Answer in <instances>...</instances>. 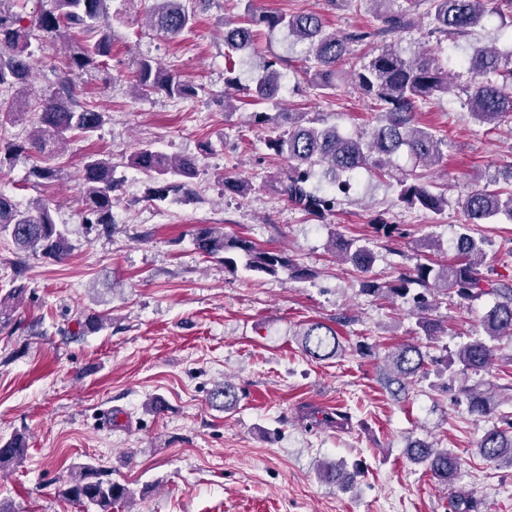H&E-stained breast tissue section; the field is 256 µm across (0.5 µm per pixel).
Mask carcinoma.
I'll return each instance as SVG.
<instances>
[{
    "instance_id": "obj_1",
    "label": "carcinoma",
    "mask_w": 512,
    "mask_h": 512,
    "mask_svg": "<svg viewBox=\"0 0 512 512\" xmlns=\"http://www.w3.org/2000/svg\"><path fill=\"white\" fill-rule=\"evenodd\" d=\"M18 0H0V88L12 95L0 100V129L26 119L31 109L28 87L32 79L34 51L31 28L43 37L67 45L68 55L57 81L47 88L39 102L37 120L30 142H17L0 135V166L4 159L28 152L33 147L45 158L57 153L59 146L80 137L87 138L104 122L105 113L79 99L71 74L78 72L89 78L99 75L105 59L112 54V23L107 0H49L50 7L32 16L16 10ZM187 0H153L148 13L151 26L169 38H177L193 25L195 10ZM376 5L379 25L357 29L345 36L326 30L322 15L316 12L285 10L255 15L247 11L236 25L224 32L225 62L228 63L225 84L236 85L234 55L253 48L257 27L283 31L291 45H306L303 73L317 90L336 88L342 67L350 65L349 75L360 91L374 101L375 126L370 139L345 136L334 126H316V121L303 112H253L251 124L258 127L288 129L266 140L269 150L284 160V167L274 180V190L291 201L308 217L324 219L336 209V192L350 189L344 175L357 172L390 174L393 157L406 151L415 164L428 168L442 158L444 141L433 129L419 122L422 106L438 94L448 92V70L434 54L404 56L391 39L411 28L406 9H392L396 0H371ZM426 18L433 30L446 39L456 41L469 36L490 14L512 17V0H423ZM375 44V49L357 61H349L351 46ZM286 63L281 56L263 61L257 69L252 88L256 100L273 99L282 92L283 76L277 66ZM469 81L465 86L466 105L475 119L495 123L512 119V51L502 52L495 45H475L467 58ZM135 88L142 96L162 91L177 99L193 97L197 87L163 69L158 62L143 57L135 62ZM128 165L152 182L147 201L163 202L171 196L188 200L194 196L193 179L196 161L175 159L149 146L128 158ZM333 186L321 190L314 186L316 168ZM116 166L100 154L86 157L82 169V219L87 224L106 226L112 223V210L119 201L121 180L115 177ZM398 202L408 208L439 213L448 205V188L412 171L396 179ZM251 190L249 182L235 176H224V191L243 195ZM469 224L493 221L512 223V187L468 191L461 201ZM376 233L390 242L402 235L398 224L382 218L372 221ZM7 237L17 250L40 253L56 262L70 255L71 246L65 232L56 224L50 200L40 199L34 206L21 210L13 198L0 193V237ZM331 249L343 261L366 274L361 291L367 295L391 296L413 303L417 324L426 332L431 345L437 344L441 327L426 314L435 297L448 293L463 300L492 295L495 301L482 317L484 337L460 345L456 357L462 369L475 373L489 369L498 359L496 341L512 337V281L491 280L482 271L486 264L483 240L467 232L458 235L456 257L447 264L419 262L405 268L392 280L381 283L367 276L374 262L369 243L332 235ZM195 249L204 256L224 260V266L235 270L236 253L244 259L247 270L270 276L285 275L293 279H312L316 273L300 265L291 255L279 249H262L241 237H229L221 227L204 224L193 234ZM26 294L19 285L0 299V328L13 325L14 312ZM105 314H91L80 323L86 333L105 328ZM303 354L315 360L335 358L344 346L336 328L323 322H312L297 333ZM434 362L417 345H403L389 352L385 359L384 383L396 396H408L415 382L428 375ZM230 410L239 401L235 387L229 383L212 393ZM457 400L467 405L468 412L494 419L477 442L478 454L490 463L512 466V413L496 412L498 400L477 385H461ZM409 459L427 465L433 478L443 485L454 482L460 469L459 458L446 448H437L425 439L407 441ZM26 457V440L22 435L0 447V468L21 463ZM325 480L352 486L358 470L347 471L329 466L320 468ZM59 495L96 507V512H112V505L135 502L131 489L112 478L107 470L91 463L76 466L59 490Z\"/></svg>"
}]
</instances>
